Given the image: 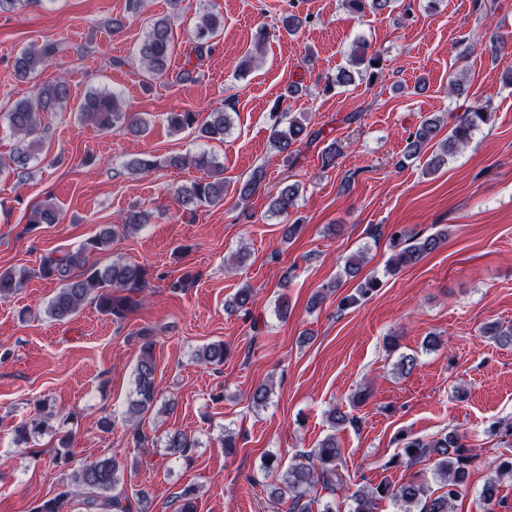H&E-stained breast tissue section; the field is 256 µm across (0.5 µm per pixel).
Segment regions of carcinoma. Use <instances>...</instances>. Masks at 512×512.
Returning <instances> with one entry per match:
<instances>
[{
    "label": "carcinoma",
    "mask_w": 512,
    "mask_h": 512,
    "mask_svg": "<svg viewBox=\"0 0 512 512\" xmlns=\"http://www.w3.org/2000/svg\"><path fill=\"white\" fill-rule=\"evenodd\" d=\"M351 11L359 17L366 12H378L393 5L396 0H346ZM219 20L211 12L204 13L196 22L191 50L197 59L210 53L214 48L213 39L217 34ZM173 40L171 35V15L150 20L148 31L139 45L137 60L142 70L151 77H162L169 73ZM61 52L56 42H45L40 46L24 49L13 60V76L20 83H29L43 69L56 63ZM383 74V63L378 52H368L364 45L358 46L349 59V67L338 71L336 85L345 86L355 81V77L367 76L368 80H378ZM70 100V87L64 80L43 83L36 87L34 94L16 100L3 113L7 127L16 138L12 151L0 155V178L10 175H23L29 170L30 162L40 153L43 144L41 115L46 112H62ZM79 120L102 131H118L139 134L143 131L141 120L134 112L128 111L121 92L91 90L76 107ZM492 113L480 105L468 107L460 115L452 116L448 134L437 139L442 129L441 119L427 117L420 121L406 139L403 157L419 156L434 140H439L440 153L426 160L425 174L436 173L447 157L455 154L473 138L474 131L491 120ZM275 130L273 146L282 156L283 163L291 165L299 154L298 145L311 142L319 131L308 129L307 123L298 118H288V126H282L279 113H271ZM169 128L174 133L191 130L199 139L224 141L230 129V119L224 110L213 109L202 116L198 112H171L168 116ZM168 167L182 169L186 166L208 168L211 175L207 180H194L174 190V196L182 213L194 215L203 205H216L223 201L229 185L224 182V168L206 153L196 155L171 154L163 161ZM153 159L134 157L124 163V168L132 174L147 173L161 163ZM266 177L263 169L257 168L248 181L239 188L241 200L248 199ZM299 187L295 184L284 186L271 199L270 211L287 216L295 206ZM151 214L134 208L121 218L119 225H106L98 233L89 237L77 250H54L44 256L34 275L58 285L57 292L48 303L46 313L56 321H66L76 315L88 300L94 302L98 310L117 319L124 318L143 303V292L147 288L148 269L140 264L112 261L97 266L88 264L87 255L112 251V244L119 231H137L149 223ZM59 219V208L47 198L37 202L30 209L27 223L54 224ZM448 239V229L438 230L429 235H419L405 230L391 233L393 247L397 251L389 258V269L395 271L403 266L416 264L436 251ZM29 277L26 269L0 271V300L7 299L22 288ZM252 289H239L226 308L232 312L245 311L249 304ZM140 355L133 376V395L126 414L132 440L140 446L149 442L143 432L141 421L156 404L159 384L156 378L155 341L150 336L142 337ZM198 359L207 363L224 362V343H210L196 352ZM35 416L21 422L14 429L15 440L25 444L29 439L42 435L53 428V410L44 401L37 403ZM193 442L179 430L167 433L164 448L171 455H186ZM430 457L436 459L438 472L443 479L440 493L431 491L422 482L380 484L368 489H359L350 495V512H374L377 501L389 499L399 512H450L452 501L459 497L460 490L468 478V466L473 460L471 449L460 443L458 435L449 432L440 437L423 441L419 438H405L399 462L408 466L420 463ZM342 464V450L336 437L328 436L318 445L298 454L287 469L279 466L276 458L267 460L265 468L274 474L279 484L274 486L272 495L276 498L288 496L291 500L289 512H313L316 499L308 494L320 486L332 492L344 489L346 478L339 469ZM512 477V457L500 461L480 493L484 512H495L499 504V485L502 477ZM71 484L84 490L81 505L83 512H133V506L120 486L124 483V473L112 457L86 459L72 469L69 475ZM34 512H72L71 493L64 490L56 496L39 503Z\"/></svg>",
    "instance_id": "cac0c4a2"
}]
</instances>
